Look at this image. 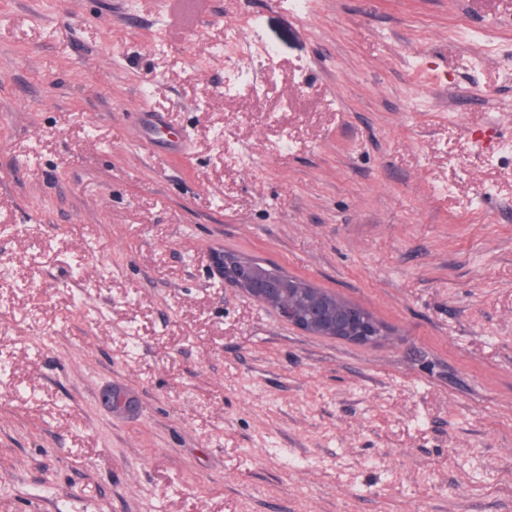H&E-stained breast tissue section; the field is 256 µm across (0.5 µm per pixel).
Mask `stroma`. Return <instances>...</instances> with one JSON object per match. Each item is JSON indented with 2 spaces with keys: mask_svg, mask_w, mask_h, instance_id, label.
Returning a JSON list of instances; mask_svg holds the SVG:
<instances>
[{
  "mask_svg": "<svg viewBox=\"0 0 512 512\" xmlns=\"http://www.w3.org/2000/svg\"><path fill=\"white\" fill-rule=\"evenodd\" d=\"M309 2L0 0V512H512V0ZM239 257L238 255L231 254ZM224 250H215L212 253V264L224 284L235 288L251 299L276 311L288 324L300 331L313 336L338 338L354 343H368L385 334L383 325L373 317L345 320L340 315L339 305L336 301V317L328 312L323 319L313 321L292 312L288 306L286 310L283 303L273 294L257 293L249 288L251 282L258 278L261 269L255 265L247 264L233 258ZM100 404L113 416L133 415L139 408L136 396L122 385L104 388L101 392Z\"/></svg>",
  "mask_w": 512,
  "mask_h": 512,
  "instance_id": "35a3bbf8",
  "label": "stroma"
}]
</instances>
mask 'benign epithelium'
<instances>
[{
	"mask_svg": "<svg viewBox=\"0 0 512 512\" xmlns=\"http://www.w3.org/2000/svg\"><path fill=\"white\" fill-rule=\"evenodd\" d=\"M212 264L224 284L245 294L251 299L276 311L288 324L313 336L338 338L354 343H368L385 334L383 325L373 317L345 320L331 312L323 319L313 321L285 308L273 294L257 293L250 288L258 278L261 269L239 261L222 250L212 253ZM100 404L114 416H129L137 412L139 403L136 396L122 385H112L102 390Z\"/></svg>",
	"mask_w": 512,
	"mask_h": 512,
	"instance_id": "obj_1",
	"label": "benign epithelium"
}]
</instances>
